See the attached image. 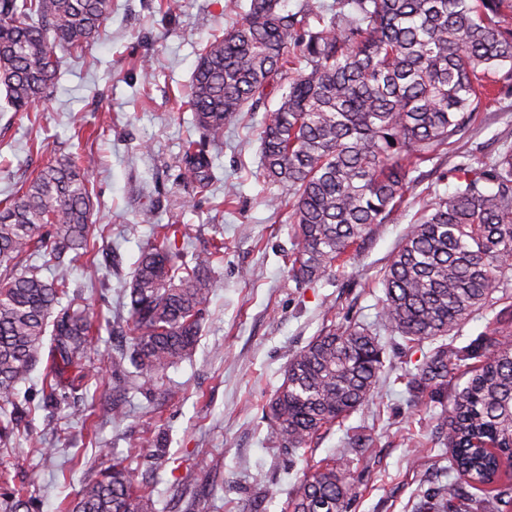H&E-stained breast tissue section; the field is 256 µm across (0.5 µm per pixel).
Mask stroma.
Wrapping results in <instances>:
<instances>
[{
    "label": "stroma",
    "mask_w": 512,
    "mask_h": 512,
    "mask_svg": "<svg viewBox=\"0 0 512 512\" xmlns=\"http://www.w3.org/2000/svg\"><path fill=\"white\" fill-rule=\"evenodd\" d=\"M180 2L166 15L158 0H112V17L85 61L64 58L56 86L30 111L0 112V200L49 163L81 148L95 153L88 177L96 257L65 275L81 310L102 328L78 401L97 415L95 432L69 410L44 405L49 361L41 359L19 386V429L0 441V469L9 473L0 494L22 486L32 496L29 512H58L83 483L145 448L160 455V464L130 467L156 512H285L304 473L332 457L358 486L349 512H415L426 490L454 486L437 427L448 402L409 392L408 373L435 344L408 347L383 326L380 273L429 194L454 190L456 164L484 162L512 146V77L497 74L496 101L411 172L403 204L374 226L347 265L300 284L284 265L296 243L288 211L265 204L280 192L261 176L265 106H246L209 142L214 178L206 191L178 179L183 145L197 131L177 98L202 43L235 20L227 0ZM229 192L235 199L226 207ZM146 207L154 209L155 224L184 225L191 250L223 240L224 265L194 350L166 373L165 399L130 393L125 419L115 422L103 413L112 400L107 355L121 343L122 292L153 240L154 224L139 220ZM348 321L368 326L383 351L373 402L289 463L262 409L291 355L326 323ZM492 330L512 336V279L445 341L460 348Z\"/></svg>",
    "instance_id": "stroma-1"
}]
</instances>
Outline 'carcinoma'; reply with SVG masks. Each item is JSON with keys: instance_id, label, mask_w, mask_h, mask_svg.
Wrapping results in <instances>:
<instances>
[{"instance_id": "obj_1", "label": "carcinoma", "mask_w": 512, "mask_h": 512, "mask_svg": "<svg viewBox=\"0 0 512 512\" xmlns=\"http://www.w3.org/2000/svg\"><path fill=\"white\" fill-rule=\"evenodd\" d=\"M504 0H347L350 10L325 18L283 0H250L248 9L198 53L184 106L207 137L246 104L276 98L260 132L262 176L285 195L296 245L288 273L309 283L335 266L403 202L412 167L430 158L469 123L482 89L506 67L512 74V27ZM112 14V0H0V88L16 112L54 87V47L83 54ZM95 155L50 163L0 203V436L18 420L16 386L38 363L52 326L46 403L65 404L87 383L92 321L62 305L68 282L40 276L33 264L90 259L92 205L87 171ZM213 158L190 141L179 177L205 190ZM456 188L434 196L411 224L381 275L382 324L418 344L447 336L485 306L512 272V148L477 167L454 169ZM155 225L126 290L131 353H112V419L121 420L128 390L154 393L167 370L185 359L216 288L224 243L188 253L179 224ZM470 377L439 418L455 486L428 491L417 512H505L512 506V340L493 331L459 349L440 345L411 375L418 394L441 397L461 361ZM132 369H127L125 363ZM383 370L371 329L326 326L295 352L266 403L271 435L289 452L373 399ZM357 486L336 464L304 476L288 512H347ZM28 491L0 496V512L28 508ZM60 512H153L128 467L112 464Z\"/></svg>"}]
</instances>
